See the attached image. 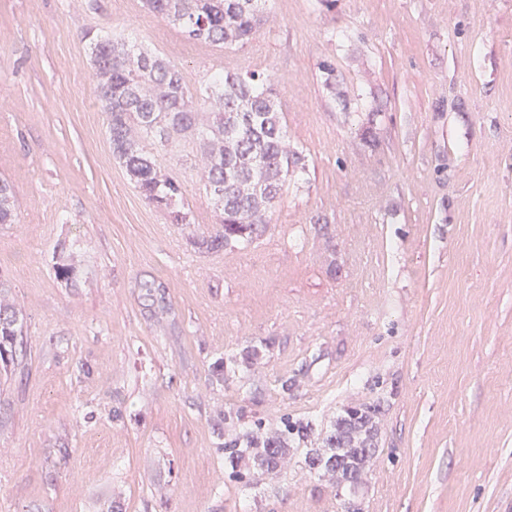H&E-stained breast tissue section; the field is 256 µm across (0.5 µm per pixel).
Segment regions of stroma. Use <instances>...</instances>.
<instances>
[{"label": "stroma", "instance_id": "obj_1", "mask_svg": "<svg viewBox=\"0 0 512 512\" xmlns=\"http://www.w3.org/2000/svg\"><path fill=\"white\" fill-rule=\"evenodd\" d=\"M89 30L192 87L271 73L306 168L262 237L194 243L217 218L191 145L158 156L191 226L134 188ZM0 178V299L25 345L0 375V512H344L293 458L225 475L224 420L323 427L376 400L362 512H512V0H266L233 51L141 0H0ZM248 345L263 358L216 384Z\"/></svg>", "mask_w": 512, "mask_h": 512}]
</instances>
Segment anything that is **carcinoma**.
<instances>
[{
  "label": "carcinoma",
  "mask_w": 512,
  "mask_h": 512,
  "mask_svg": "<svg viewBox=\"0 0 512 512\" xmlns=\"http://www.w3.org/2000/svg\"><path fill=\"white\" fill-rule=\"evenodd\" d=\"M263 0H143V6L195 44L241 48L256 36ZM92 79L106 115L112 155L139 193L172 224H191L182 183L163 171L154 150L192 143L200 156L201 184L219 210L221 229L197 240L209 250L250 244L270 223L288 176L305 167V155L288 142L285 118L270 74L259 68L216 69L192 89L181 71L160 54L123 38L94 42ZM13 186L0 180V224L13 223ZM17 312L0 303V362L19 361ZM261 357L249 346L215 369L247 367ZM380 404L349 405L325 428L285 421L270 432L227 426L224 467L245 484L281 471L288 457L359 488L376 457L375 418Z\"/></svg>",
  "instance_id": "cac0c4a2"
}]
</instances>
